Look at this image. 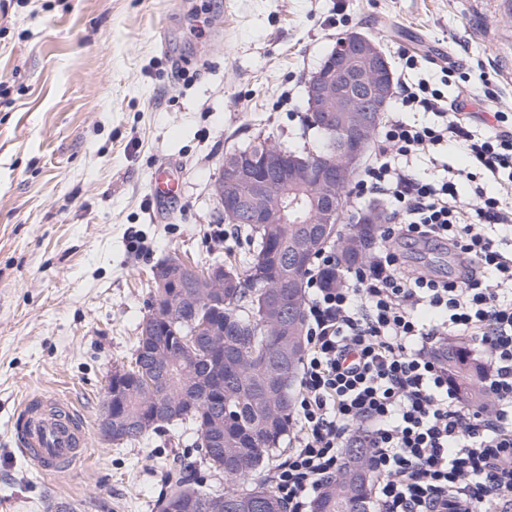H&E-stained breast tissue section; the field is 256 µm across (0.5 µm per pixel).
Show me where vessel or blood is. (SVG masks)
<instances>
[{"mask_svg":"<svg viewBox=\"0 0 512 512\" xmlns=\"http://www.w3.org/2000/svg\"><path fill=\"white\" fill-rule=\"evenodd\" d=\"M151 193L160 203L177 197L178 185L165 168L154 172ZM20 412L26 419V429L19 438L21 451L41 471L69 469L84 460L87 431L61 399L28 398L22 402Z\"/></svg>","mask_w":512,"mask_h":512,"instance_id":"obj_1","label":"vessel or blood"}]
</instances>
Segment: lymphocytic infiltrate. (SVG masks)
I'll return each mask as SVG.
<instances>
[{
    "label": "lymphocytic infiltrate",
    "mask_w": 512,
    "mask_h": 512,
    "mask_svg": "<svg viewBox=\"0 0 512 512\" xmlns=\"http://www.w3.org/2000/svg\"><path fill=\"white\" fill-rule=\"evenodd\" d=\"M440 73L433 78L421 56L401 53L380 150L347 192L354 204L384 197L392 219L346 286L320 280L335 262L331 251L308 278L299 434L271 477L288 512H308L364 424L378 512H512V249L497 238L512 233V116L490 93L483 113L467 111L470 95L447 93L453 68ZM411 112L432 119L408 120ZM453 144L468 167L444 163ZM426 161L433 170L420 173ZM408 241L452 247L469 261L465 276L405 270ZM453 336L488 352L491 409L463 406L438 361Z\"/></svg>",
    "instance_id": "lymphocytic-infiltrate-1"
}]
</instances>
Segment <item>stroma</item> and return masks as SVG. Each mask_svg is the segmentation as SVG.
<instances>
[{
    "label": "stroma",
    "mask_w": 512,
    "mask_h": 512,
    "mask_svg": "<svg viewBox=\"0 0 512 512\" xmlns=\"http://www.w3.org/2000/svg\"><path fill=\"white\" fill-rule=\"evenodd\" d=\"M361 31L457 63L471 95L512 112V12L498 0H0V512H157L172 456L226 486L167 425L140 442L97 433L129 364L150 270L248 247L225 223L226 152L258 134L315 147L304 87ZM166 164L179 195L155 208ZM60 395L86 419L88 459L43 475L20 450L21 402Z\"/></svg>",
    "instance_id": "stroma-1"
}]
</instances>
